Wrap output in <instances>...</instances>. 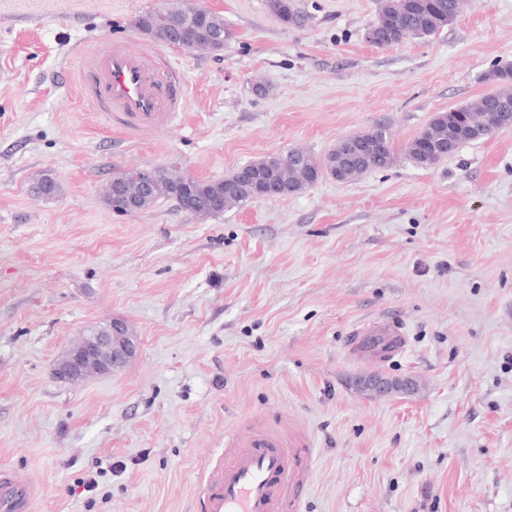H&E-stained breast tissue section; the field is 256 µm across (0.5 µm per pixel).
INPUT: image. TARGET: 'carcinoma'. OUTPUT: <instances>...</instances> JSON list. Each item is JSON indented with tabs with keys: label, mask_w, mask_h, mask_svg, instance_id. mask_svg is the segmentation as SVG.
I'll list each match as a JSON object with an SVG mask.
<instances>
[{
	"label": "carcinoma",
	"mask_w": 512,
	"mask_h": 512,
	"mask_svg": "<svg viewBox=\"0 0 512 512\" xmlns=\"http://www.w3.org/2000/svg\"><path fill=\"white\" fill-rule=\"evenodd\" d=\"M464 0H378V16L370 25L371 43L390 48L408 39L428 40L457 19ZM269 8L288 25L298 21L292 0H269ZM138 29L158 43H177L187 50H211L213 40H229L233 31L224 17L195 0H178L138 17ZM482 81L491 89L466 105L436 113L403 149L412 165L431 169L465 142L492 137L504 128L506 113H512V66L486 71ZM395 161L388 129L375 125L347 135L322 158L305 150L265 156L238 167L219 181L186 179L164 167L128 168L112 177L104 201L118 210L135 205L139 213L160 199L178 205L192 201L194 215H220L250 200L294 195L324 176L340 182L391 167ZM39 197L53 198L60 192L55 179L45 176L34 183Z\"/></svg>",
	"instance_id": "obj_1"
}]
</instances>
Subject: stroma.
Listing matches in <instances>:
<instances>
[{
	"label": "stroma",
	"mask_w": 512,
	"mask_h": 512,
	"mask_svg": "<svg viewBox=\"0 0 512 512\" xmlns=\"http://www.w3.org/2000/svg\"><path fill=\"white\" fill-rule=\"evenodd\" d=\"M200 2L234 33L222 51L143 36L160 0H0V468L34 512H202L210 467L269 436L291 456L280 512H512V129L217 216L104 203L131 167L220 180L377 124L402 147L512 64V0L390 48L365 37L377 0H293L297 25ZM107 41L162 55L183 90L167 127L125 131L80 95ZM43 173L58 197L31 193ZM389 317L405 353L347 355ZM115 319L135 356L57 379ZM376 374L418 388L358 387Z\"/></svg>",
	"instance_id": "stroma-1"
}]
</instances>
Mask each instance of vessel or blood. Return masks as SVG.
Wrapping results in <instances>:
<instances>
[{"mask_svg":"<svg viewBox=\"0 0 512 512\" xmlns=\"http://www.w3.org/2000/svg\"><path fill=\"white\" fill-rule=\"evenodd\" d=\"M81 95L102 111L119 113L127 127L159 126L180 107L176 81L164 78L157 54L107 44L88 58ZM401 324L384 320L357 330L348 342L350 356L395 355L406 348ZM232 465H214L200 488L205 512H278L288 482V452L258 438L234 449ZM36 488L27 478L0 469V512H33Z\"/></svg>","mask_w":512,"mask_h":512,"instance_id":"1","label":"vessel or blood"}]
</instances>
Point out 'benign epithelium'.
Instances as JSON below:
<instances>
[{"label": "benign epithelium", "mask_w": 512, "mask_h": 512, "mask_svg": "<svg viewBox=\"0 0 512 512\" xmlns=\"http://www.w3.org/2000/svg\"><path fill=\"white\" fill-rule=\"evenodd\" d=\"M136 352L134 341L127 336V325L121 320L88 337L83 344L72 349L56 367L58 377L76 380L90 367L102 374L126 364Z\"/></svg>", "instance_id": "1"}]
</instances>
